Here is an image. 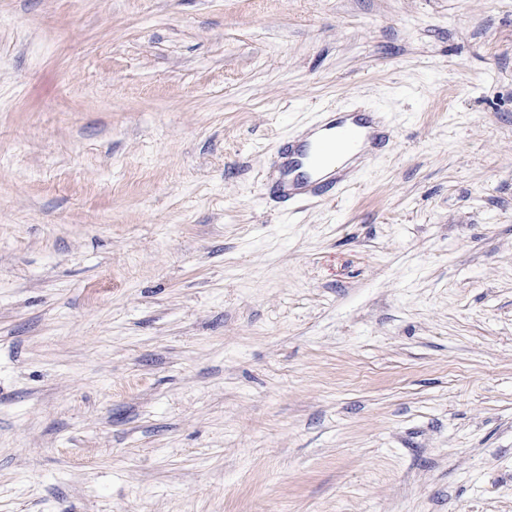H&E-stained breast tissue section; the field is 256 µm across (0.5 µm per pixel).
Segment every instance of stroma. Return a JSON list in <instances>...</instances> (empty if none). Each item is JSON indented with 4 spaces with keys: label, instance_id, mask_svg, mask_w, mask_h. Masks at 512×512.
Returning a JSON list of instances; mask_svg holds the SVG:
<instances>
[{
    "label": "stroma",
    "instance_id": "obj_1",
    "mask_svg": "<svg viewBox=\"0 0 512 512\" xmlns=\"http://www.w3.org/2000/svg\"><path fill=\"white\" fill-rule=\"evenodd\" d=\"M0 512H512V0H0ZM325 115L315 131H323L314 142L306 139L288 144L279 152L272 184L276 197L288 201H328L339 194L333 193L346 182L347 170L322 172L333 166L343 154L368 144V149L357 158L365 164L370 150L390 139V131L377 112H323Z\"/></svg>",
    "mask_w": 512,
    "mask_h": 512
}]
</instances>
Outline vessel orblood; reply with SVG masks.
Instances as JSON below:
<instances>
[{"label":"vessel or blood","mask_w":512,"mask_h":512,"mask_svg":"<svg viewBox=\"0 0 512 512\" xmlns=\"http://www.w3.org/2000/svg\"><path fill=\"white\" fill-rule=\"evenodd\" d=\"M316 141L298 140L280 151L272 184L277 197L297 202L328 201L342 185L346 172L334 165L343 154L359 145L376 146L388 141L390 131L372 112H326Z\"/></svg>","instance_id":"b4317fda"}]
</instances>
